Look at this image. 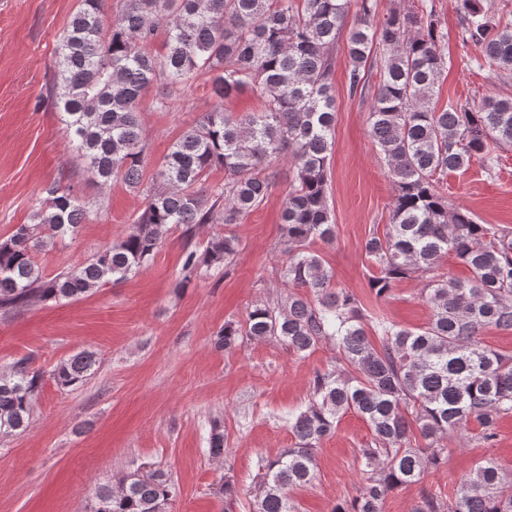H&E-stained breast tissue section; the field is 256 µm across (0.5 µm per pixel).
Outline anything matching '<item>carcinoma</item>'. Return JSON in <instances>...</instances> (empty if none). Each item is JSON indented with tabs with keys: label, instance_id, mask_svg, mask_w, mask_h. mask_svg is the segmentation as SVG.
I'll use <instances>...</instances> for the list:
<instances>
[{
	"label": "carcinoma",
	"instance_id": "obj_1",
	"mask_svg": "<svg viewBox=\"0 0 512 512\" xmlns=\"http://www.w3.org/2000/svg\"><path fill=\"white\" fill-rule=\"evenodd\" d=\"M102 2L81 0L61 36L53 104L91 181L107 187L119 178L144 194L145 207L121 240L48 277L34 253L75 234L86 219L80 197L50 186L35 223L18 225L0 242V311L75 301L127 278L155 255L171 224L185 227L188 245L179 287L204 268L229 266L236 236L218 235L199 254L190 248L194 227L242 223L274 186L270 159L286 155L292 176L281 224L288 262L280 278L290 291L273 305H253L242 323H224L214 344L232 350L245 338L274 337L305 355L332 341L336 361L314 372L307 407L288 418L296 446L261 461L249 512H296L290 491L312 483L317 447L348 412L367 423L372 440L362 450L357 495L331 512H382L393 490L441 466L445 440L472 426L483 441H494L499 420L512 415V356L484 344L481 332L512 331V231L449 205L436 176L465 171L475 160L494 173L491 146H512V97L431 106L446 62L427 0L421 11L391 12L378 25L374 0H123L109 24ZM456 9L462 39L478 48L485 65L512 73V24L483 0H456ZM352 11L358 22L345 34ZM343 36L350 92H366L370 77L377 78L367 123L394 184L389 227L365 242L370 287L386 298L401 279H425L432 315L421 328L381 315L365 318L323 257L309 249L335 237L327 165L336 125L334 51ZM160 37L163 53L155 54L151 47ZM377 47L386 51L378 65L371 57ZM203 75L218 105L174 141L144 186L140 96L156 86L162 90L156 106L168 110ZM245 90L258 96L260 109L224 111L223 101ZM218 167L224 189L209 193L206 177ZM450 253L467 277L439 272ZM96 366V354L83 350L61 361L53 376L63 387H79ZM41 381L24 360L0 373V435L30 427ZM208 451L224 455L218 420ZM221 494L224 512H233L235 481L225 478ZM173 497L163 470L134 473L116 489L99 486L94 512H170ZM410 512H512V480L496 459L484 458L452 497L425 491Z\"/></svg>",
	"mask_w": 512,
	"mask_h": 512
}]
</instances>
